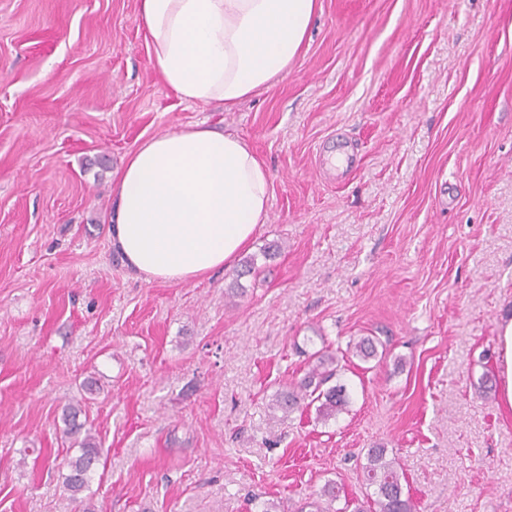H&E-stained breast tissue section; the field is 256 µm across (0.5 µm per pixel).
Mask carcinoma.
<instances>
[{
    "mask_svg": "<svg viewBox=\"0 0 512 512\" xmlns=\"http://www.w3.org/2000/svg\"><path fill=\"white\" fill-rule=\"evenodd\" d=\"M315 365L296 385L277 390L273 395L270 408L273 413L286 417L298 410L302 401L312 397L319 402L317 416L328 420L348 405L346 387L336 384L323 388L336 375L334 357L317 352L313 354ZM100 457L95 437L91 430L85 431L81 441V454L69 461V474L65 477V487L72 498L88 486L90 473ZM365 481L364 500L344 499L343 506L334 504L341 500L340 488L333 480L324 483L320 491V501L312 503L316 512H415V504L409 492L405 491L400 463L396 458H387V449L376 447L368 449L365 463L362 464Z\"/></svg>",
    "mask_w": 512,
    "mask_h": 512,
    "instance_id": "obj_1",
    "label": "carcinoma"
}]
</instances>
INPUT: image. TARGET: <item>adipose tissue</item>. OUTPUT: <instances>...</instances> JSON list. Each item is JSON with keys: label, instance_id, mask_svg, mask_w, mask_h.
<instances>
[{"label": "adipose tissue", "instance_id": "adipose-tissue-1", "mask_svg": "<svg viewBox=\"0 0 512 512\" xmlns=\"http://www.w3.org/2000/svg\"><path fill=\"white\" fill-rule=\"evenodd\" d=\"M318 0H138L154 67L183 102L233 107L299 53ZM112 246L146 281L184 283L229 265L269 219L270 173L238 135L203 124L148 138L112 184ZM495 375L512 412V315Z\"/></svg>", "mask_w": 512, "mask_h": 512}]
</instances>
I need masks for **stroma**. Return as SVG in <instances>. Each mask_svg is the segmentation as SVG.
Returning a JSON list of instances; mask_svg holds the SVG:
<instances>
[{"instance_id":"35a3bbf8","label":"stroma","mask_w":512,"mask_h":512,"mask_svg":"<svg viewBox=\"0 0 512 512\" xmlns=\"http://www.w3.org/2000/svg\"><path fill=\"white\" fill-rule=\"evenodd\" d=\"M319 3L228 110L163 83L137 0H0V512H296L329 480L361 497L376 446L417 512H512V417L483 389L512 313V0ZM200 121L266 164L269 221L209 277L139 279L113 174ZM323 348L346 409L272 418ZM79 399L101 455L76 501Z\"/></svg>"}]
</instances>
